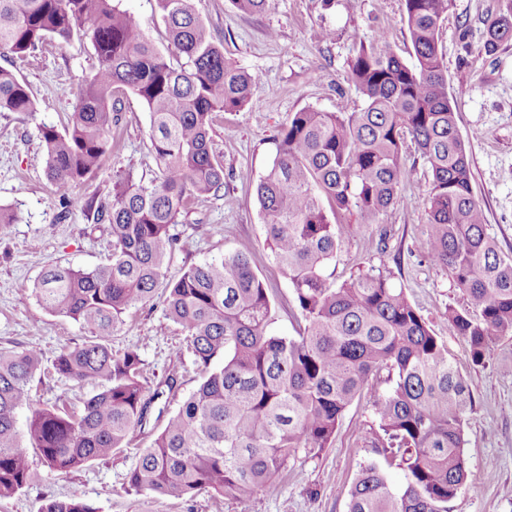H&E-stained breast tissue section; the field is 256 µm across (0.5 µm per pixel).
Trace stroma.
<instances>
[{"label": "stroma", "instance_id": "stroma-1", "mask_svg": "<svg viewBox=\"0 0 512 512\" xmlns=\"http://www.w3.org/2000/svg\"><path fill=\"white\" fill-rule=\"evenodd\" d=\"M501 0H453L441 30L450 88L459 89L458 126L469 150L474 192L487 217V231L499 248L512 255V41L494 53L483 51L486 23ZM160 51H167L165 27L155 0H121ZM197 8L211 33L224 43V53L256 78L251 107L220 114L214 126V148L228 174L219 196L195 203L172 228L182 247L168 267L177 277L192 264L234 252L241 243L253 249V267L271 290L272 331L297 335L303 320L293 289L270 257L254 189L241 172L260 178L271 164L277 136L292 112L312 107L325 112H354L362 100L346 82L348 63L360 44L386 28L401 57L411 43L401 21L403 0H273L261 15L239 12L232 0H198ZM333 33L316 42L319 29ZM473 52L462 58L463 42ZM88 38L51 40L35 56L0 55V67L12 70L29 87L37 109L29 114L0 112V205L13 216L0 235V349L35 348L50 366L63 346H78L90 334L69 317L44 310L20 283L35 282L49 265L91 269L106 264L112 253L106 225L85 216L88 197L108 198L116 175L129 173L150 182L158 168L150 141L149 114L132 94L121 97L120 121L106 158L89 181L77 186L69 207H61L45 175L40 129L66 128L76 100L68 87L89 78L95 69ZM405 157L415 171L401 188L403 204L390 208L378 223L345 216L349 231L330 268L336 281L375 269L392 277L417 311L448 344V354L473 393L464 448L468 482L452 503V512H512V373L500 370L512 359V338L500 339L484 364L473 365L469 346L455 336L449 309L465 301L445 268L430 262L420 248L427 222L428 174L417 162L413 146ZM134 348L161 394L135 446L116 451L67 474L45 466L31 453L38 479L10 499L0 512H40L49 501L81 492L96 512H238L235 502L207 492L174 499L128 487V474L139 449L149 447L168 414L199 385L202 372L181 328L166 316L162 297L131 308L112 335V348ZM176 377L175 393L164 390ZM32 407L65 396L69 411L78 412L94 392L63 378L35 376L30 384ZM377 418L367 402L353 403L329 448L319 454L298 452L279 475L258 491L250 512H346L348 491L361 466L376 454L363 439Z\"/></svg>", "mask_w": 512, "mask_h": 512}]
</instances>
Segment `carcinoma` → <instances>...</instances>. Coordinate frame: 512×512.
I'll list each match as a JSON object with an SVG mask.
<instances>
[{"instance_id":"cac0c4a2","label":"carcinoma","mask_w":512,"mask_h":512,"mask_svg":"<svg viewBox=\"0 0 512 512\" xmlns=\"http://www.w3.org/2000/svg\"><path fill=\"white\" fill-rule=\"evenodd\" d=\"M156 2L169 44L185 59L176 67L119 0H0V54L24 58L48 39L65 42L80 32L95 51L94 74L73 92L70 126L40 130L59 204L66 206L70 190L100 168L118 122L119 93L134 95L149 113L158 166L150 184L119 176L112 200L86 202L94 222L110 230L108 264L50 266L31 288L42 308L92 336L63 348L53 362L59 377L98 387L82 411L36 407L26 436H19L17 413L30 406L41 355L0 350V499L35 479L32 448L49 469L67 474L111 457L144 429L153 397L143 363L134 349L112 350V333L129 309L152 302L162 283L166 315L185 333L203 376L140 449L130 489L171 498L204 490L245 508L290 456L329 447L345 413L370 389L378 428L363 440L380 461L359 470L347 512H451L468 479L469 385L447 343L388 276L371 269L338 285L329 266L344 235L332 218L357 214L374 224L402 202L400 189L412 172L403 150L411 141L431 176L421 248L448 269L467 301L461 311L448 310V322L475 365L496 340L512 337V255L487 233L439 45L452 0H403L414 62L376 32L348 65L346 79L362 108L292 113L272 165L256 181L267 244L304 320L293 338L270 331V289L252 266L248 244L167 278L179 245L171 227L190 202L224 190V164L212 149L215 114L253 104L255 77L224 55L195 0ZM232 2L248 15L271 4ZM511 40L507 0L488 23L484 50ZM35 110L27 84L1 68L0 112ZM218 358L222 363L212 366ZM390 468L403 472L402 483L390 481ZM41 512L93 508L74 491Z\"/></svg>"}]
</instances>
